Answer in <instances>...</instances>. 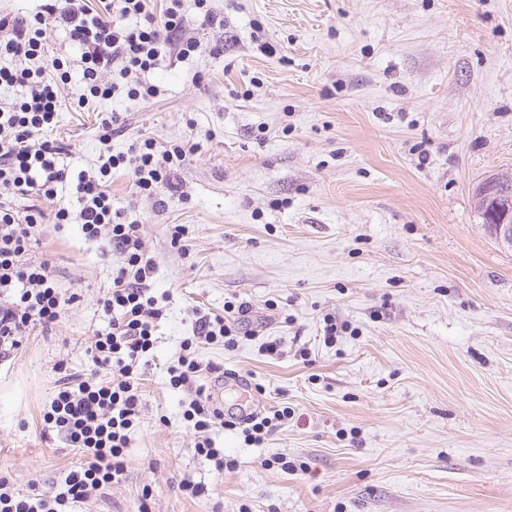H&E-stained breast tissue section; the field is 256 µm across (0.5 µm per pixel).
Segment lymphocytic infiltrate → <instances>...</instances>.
<instances>
[{
    "mask_svg": "<svg viewBox=\"0 0 512 512\" xmlns=\"http://www.w3.org/2000/svg\"><path fill=\"white\" fill-rule=\"evenodd\" d=\"M51 27L64 28L80 50L82 81L71 89L80 106L120 95L154 98L160 89L150 76L168 56L187 59L201 52L200 42L185 34L184 0H41L34 14H0V55L16 61L0 68V88L16 92L12 101H0V353L18 350L33 328L52 331L74 302L58 288L49 260L29 259L43 214L17 210L15 197L50 201L57 223L78 217L88 238L126 258L102 300L108 325L94 333L87 349V376L60 377L44 415L81 461L51 495L25 494L0 478V512H75L102 489L126 482L130 433L147 407L142 366L155 347L163 308L148 285L155 263L143 250L141 227L113 208L109 180L123 172L136 196L148 200L180 194L179 171L199 149L190 140L160 146L143 138L117 154L103 149L96 170L71 175L61 146L40 137L55 124L60 88L68 81L65 62L45 57L43 34ZM247 313L245 304L228 301L223 313L196 318L193 339L183 341L167 368L171 387L194 388L183 418L199 437L198 454L220 473L235 462L211 437L224 426V412L194 386L200 366L193 340L234 348L253 333Z\"/></svg>",
    "mask_w": 512,
    "mask_h": 512,
    "instance_id": "obj_1",
    "label": "lymphocytic infiltrate"
}]
</instances>
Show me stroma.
I'll return each instance as SVG.
<instances>
[{
  "label": "stroma",
  "instance_id": "obj_1",
  "mask_svg": "<svg viewBox=\"0 0 512 512\" xmlns=\"http://www.w3.org/2000/svg\"><path fill=\"white\" fill-rule=\"evenodd\" d=\"M184 4L203 53L157 70V98L66 96L44 134L76 172L141 136L200 144L165 207L110 179L165 311L128 479L78 512H512V248L471 194L512 169V0H215L220 28ZM113 111L126 123L105 144ZM14 204L43 211L30 257L75 298L0 360V477L45 494L80 457L43 414L60 368L85 373L123 259L55 223L45 200ZM228 301L248 305L255 334L233 350L197 340L198 385L216 367L245 374L252 390L225 392V411L290 415L260 445L215 429L236 461L220 477L183 420L194 392L172 388L167 367L196 313ZM328 317L341 326L330 345ZM281 454L300 471L267 466ZM183 480L206 494L187 497Z\"/></svg>",
  "mask_w": 512,
  "mask_h": 512
}]
</instances>
